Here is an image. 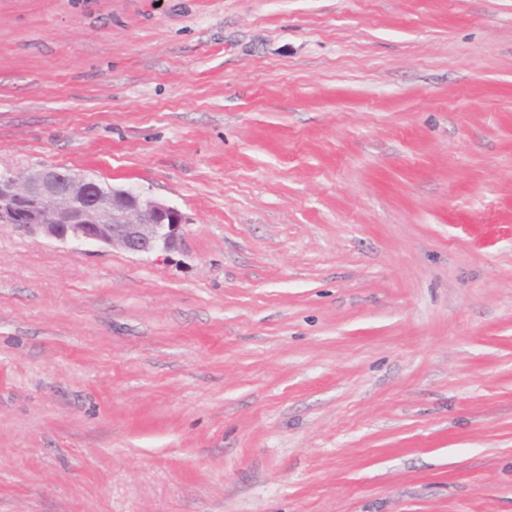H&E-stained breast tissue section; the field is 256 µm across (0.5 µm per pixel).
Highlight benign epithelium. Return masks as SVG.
<instances>
[{
	"label": "benign epithelium",
	"instance_id": "7a95c632",
	"mask_svg": "<svg viewBox=\"0 0 512 512\" xmlns=\"http://www.w3.org/2000/svg\"><path fill=\"white\" fill-rule=\"evenodd\" d=\"M0 222L80 247L151 253L174 246L183 219L177 209L145 199L133 188L107 193L76 172L44 169L0 174Z\"/></svg>",
	"mask_w": 512,
	"mask_h": 512
}]
</instances>
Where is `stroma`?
<instances>
[{"instance_id":"1","label":"stroma","mask_w":512,"mask_h":512,"mask_svg":"<svg viewBox=\"0 0 512 512\" xmlns=\"http://www.w3.org/2000/svg\"><path fill=\"white\" fill-rule=\"evenodd\" d=\"M0 512H512V0H0ZM0 174V222L21 224L78 247L103 245L133 253L167 250L183 224L174 207L114 189L70 170ZM93 195V196H92ZM91 200V204L88 201Z\"/></svg>"}]
</instances>
